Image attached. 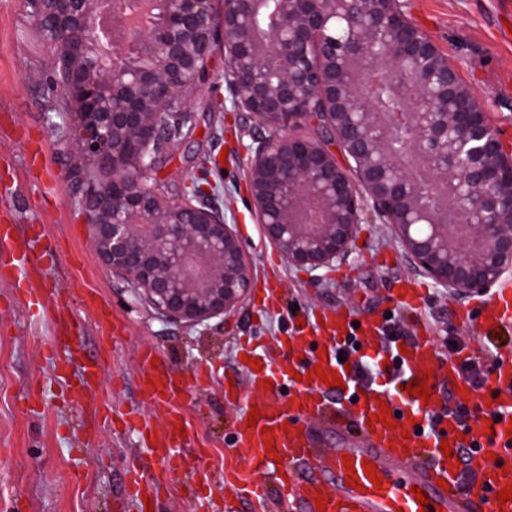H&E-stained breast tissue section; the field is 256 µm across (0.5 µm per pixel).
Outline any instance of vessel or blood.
Returning <instances> with one entry per match:
<instances>
[{"label":"vessel or blood","instance_id":"b4317fda","mask_svg":"<svg viewBox=\"0 0 512 512\" xmlns=\"http://www.w3.org/2000/svg\"><path fill=\"white\" fill-rule=\"evenodd\" d=\"M478 318L486 333L512 326V289L500 293L480 307L477 314L464 311L461 322ZM356 321L345 310L328 311L320 321L307 322L290 338L289 358H261L260 368L245 364L243 370L258 397L248 408L260 409L256 426L240 416L235 455L251 473L282 472V497L295 512H512V500L497 502L495 496L512 486V349L500 353V364L491 376L490 405L477 400L469 380L458 374L451 363L436 359L426 337H416L400 355V387L359 385L355 373L346 371L338 355ZM74 318H58L52 348L60 362L67 364L74 353ZM313 350L312 358L299 361L295 354ZM430 391L429 402L410 396L407 385L419 373ZM339 377L349 401L347 412L359 435L352 446L332 451L314 447L308 424L331 414V403L324 393L326 380ZM139 390L152 405L159 407L165 424L143 425L148 459L167 463L178 458V448L194 439L196 430L181 410L186 384L174 375L154 352L141 359ZM453 392L454 402L466 405L478 419L466 428L457 414H443L435 432H427L423 416L438 407L442 390ZM389 407V423L378 421L381 405ZM449 442L450 454H443L442 442ZM352 466H345V458ZM458 467H450V460ZM373 464L381 488H374L364 464ZM353 481H346V474ZM157 477L131 471L129 490L135 502L157 498ZM427 495L418 504L414 489Z\"/></svg>","mask_w":512,"mask_h":512}]
</instances>
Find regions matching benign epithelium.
I'll use <instances>...</instances> for the list:
<instances>
[{
	"instance_id": "benign-epithelium-1",
	"label": "benign epithelium",
	"mask_w": 512,
	"mask_h": 512,
	"mask_svg": "<svg viewBox=\"0 0 512 512\" xmlns=\"http://www.w3.org/2000/svg\"><path fill=\"white\" fill-rule=\"evenodd\" d=\"M26 3L52 48L51 83L80 158L77 203L99 260L162 316L224 318L252 288L223 212L151 181L163 132L191 122L185 96L218 44L235 107L265 131L248 157L250 200L289 265H332L371 211L451 296L488 294L512 270V154L399 0H224L219 14L214 0ZM356 64L424 102L407 113L403 152L353 78ZM304 126L316 133L297 134Z\"/></svg>"
}]
</instances>
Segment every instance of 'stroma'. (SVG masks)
<instances>
[{"label":"stroma","mask_w":512,"mask_h":512,"mask_svg":"<svg viewBox=\"0 0 512 512\" xmlns=\"http://www.w3.org/2000/svg\"><path fill=\"white\" fill-rule=\"evenodd\" d=\"M400 6L447 57L512 150V0H400ZM49 57L24 0H0V225H14L16 248L30 241L36 250H51L53 265L29 285L52 289L75 314L81 323L75 362L100 371L84 400L73 401L50 358L53 316L29 308L10 272V256L0 252V512H130L125 473L138 459L140 438L127 414L164 423L137 384L146 348L177 372H208L183 400L197 430L196 441L181 452L183 468L155 461L146 470L161 479L160 512H195L185 470L200 463L216 476L208 491L216 508L230 504L248 512L231 474L235 420L253 394L238 366L245 348L276 352L288 341L295 313L312 318L349 306L361 320L403 318L411 332H429V346L438 353L440 328L456 324L458 308L476 298H453L437 288L372 213L348 256L332 267L315 276L288 265L251 207L247 159L258 128L233 106L218 47L208 82L186 96L194 119L171 139L155 178L173 199L205 189L206 200L219 205L237 230L255 290L221 320L190 326L163 319L102 266L85 217L72 202L67 171L79 157L49 87ZM221 154L226 163L215 166ZM403 277L425 291L417 310L395 301ZM116 319L126 332L115 341ZM101 391L122 405L123 416L105 422L93 417Z\"/></svg>","instance_id":"stroma-1"}]
</instances>
